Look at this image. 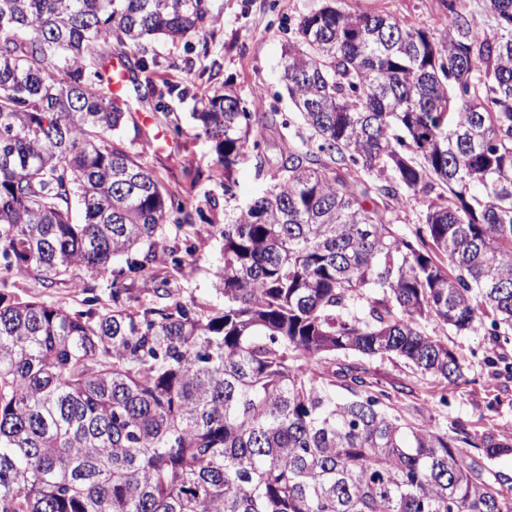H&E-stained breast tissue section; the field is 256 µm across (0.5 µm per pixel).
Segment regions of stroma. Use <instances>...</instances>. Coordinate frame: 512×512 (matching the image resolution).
Instances as JSON below:
<instances>
[{"mask_svg":"<svg viewBox=\"0 0 512 512\" xmlns=\"http://www.w3.org/2000/svg\"><path fill=\"white\" fill-rule=\"evenodd\" d=\"M321 0H208L212 24L191 44L158 41L149 48L157 60L148 70L127 73L123 96L132 118L121 132L124 144L138 150L150 148L146 166L166 185L186 198L195 229L196 249L191 269L170 270L173 295L184 301L221 305L214 269L222 241L214 225L226 213L237 210L271 183L269 174L258 173L254 158L241 160L234 169L232 192H225L223 177L216 173V155L210 141L192 117L213 92L233 89L253 112L288 114L294 106L279 80L282 50L297 20ZM352 12L387 14L405 24L434 33L451 18L442 0H342ZM170 81L185 88L184 99H170L167 112L157 111L147 96L148 84ZM183 134L173 137L171 126ZM431 335L447 342L465 358L464 374L448 394L447 407H438L436 382L421 377L397 359L377 358L369 366L385 385L401 390L395 406L405 415H437L441 422L460 420L471 430L512 437V379L495 376L484 361L487 346L481 333L458 334L436 323Z\"/></svg>","mask_w":512,"mask_h":512,"instance_id":"35a3bbf8","label":"stroma"}]
</instances>
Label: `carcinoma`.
Segmentation results:
<instances>
[{"mask_svg": "<svg viewBox=\"0 0 512 512\" xmlns=\"http://www.w3.org/2000/svg\"><path fill=\"white\" fill-rule=\"evenodd\" d=\"M481 31L446 0L439 33L336 0L281 61L302 126L215 92L194 113L224 173L266 130L288 147L218 225L223 306L172 298L191 266L179 191L119 132L115 53L197 36L205 0H0V276L44 289L112 279V306L0 293V512H512V440L408 418L364 363L453 385L465 359L426 331L512 336V0ZM184 90L151 88L157 108ZM445 187L448 196L419 192ZM420 204L412 237L391 206ZM147 276L168 303L135 304Z\"/></svg>", "mask_w": 512, "mask_h": 512, "instance_id": "carcinoma-1", "label": "carcinoma"}]
</instances>
